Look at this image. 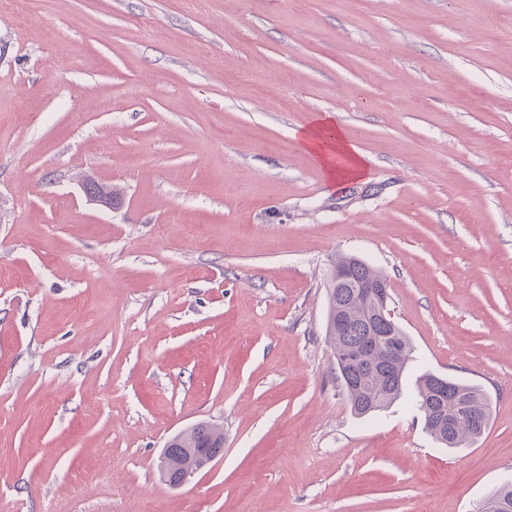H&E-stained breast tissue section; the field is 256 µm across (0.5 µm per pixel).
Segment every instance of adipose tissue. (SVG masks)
<instances>
[{
    "label": "adipose tissue",
    "mask_w": 512,
    "mask_h": 512,
    "mask_svg": "<svg viewBox=\"0 0 512 512\" xmlns=\"http://www.w3.org/2000/svg\"><path fill=\"white\" fill-rule=\"evenodd\" d=\"M298 142L324 170L330 182L363 177L367 157L348 140L334 115L317 117L302 129Z\"/></svg>",
    "instance_id": "obj_1"
}]
</instances>
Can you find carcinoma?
<instances>
[{
    "instance_id": "cac0c4a2",
    "label": "carcinoma",
    "mask_w": 512,
    "mask_h": 512,
    "mask_svg": "<svg viewBox=\"0 0 512 512\" xmlns=\"http://www.w3.org/2000/svg\"><path fill=\"white\" fill-rule=\"evenodd\" d=\"M350 268L352 280L377 283L385 276L355 256H343L333 264L326 277V339L336 359L351 355L352 348L366 341L371 348L362 360L348 367L350 384L344 386L352 411L358 416L380 411L398 400L404 390L407 366L413 361L414 349L398 323L381 326L373 320L371 305L354 295L351 288L336 287V270ZM348 323L345 334L336 335V316ZM396 355L388 354L389 346ZM413 404L419 411L424 428L441 445L470 448L483 435L492 414L489 397L480 387L448 379L443 392L438 376L422 373L416 382ZM224 452V432L208 423H197L173 436L163 455L168 476L182 475L184 468L198 469ZM478 512H512V482L500 485L485 496Z\"/></svg>"
}]
</instances>
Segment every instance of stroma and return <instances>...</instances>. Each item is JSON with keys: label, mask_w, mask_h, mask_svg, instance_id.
I'll return each mask as SVG.
<instances>
[{"label": "stroma", "mask_w": 512, "mask_h": 512, "mask_svg": "<svg viewBox=\"0 0 512 512\" xmlns=\"http://www.w3.org/2000/svg\"><path fill=\"white\" fill-rule=\"evenodd\" d=\"M326 113L362 180L298 147ZM344 255L386 275L413 372L485 390L473 447L404 399L352 414ZM199 422L224 453L171 487L160 453ZM510 478L512 0L0 11V512H477Z\"/></svg>", "instance_id": "obj_1"}]
</instances>
